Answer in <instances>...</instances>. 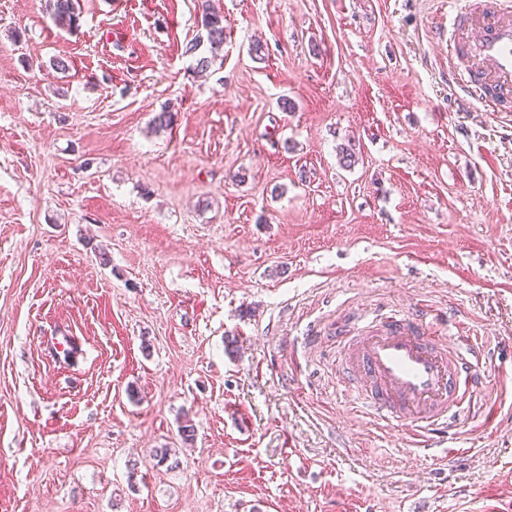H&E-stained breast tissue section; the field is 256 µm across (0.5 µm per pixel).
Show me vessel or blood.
I'll list each match as a JSON object with an SVG mask.
<instances>
[{"label": "vessel or blood", "instance_id": "vessel-or-blood-1", "mask_svg": "<svg viewBox=\"0 0 512 512\" xmlns=\"http://www.w3.org/2000/svg\"><path fill=\"white\" fill-rule=\"evenodd\" d=\"M448 59L467 98L490 112H511L512 0H481L477 7L457 0ZM354 330L336 339L357 407L429 440L449 436L475 387L476 365L465 344L424 330L411 309L383 321L362 312Z\"/></svg>", "mask_w": 512, "mask_h": 512}]
</instances>
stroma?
I'll return each instance as SVG.
<instances>
[{"instance_id": "stroma-1", "label": "stroma", "mask_w": 512, "mask_h": 512, "mask_svg": "<svg viewBox=\"0 0 512 512\" xmlns=\"http://www.w3.org/2000/svg\"><path fill=\"white\" fill-rule=\"evenodd\" d=\"M80 4L0 0V512H512V121L448 0H212L215 51L197 0ZM384 308L482 351L425 452L339 369ZM78 0H50L49 14L52 22L60 28L79 27L80 12H76ZM201 2V23L207 30V37L211 48L216 50L224 44V17L220 13L211 9L209 0H203Z\"/></svg>"}]
</instances>
